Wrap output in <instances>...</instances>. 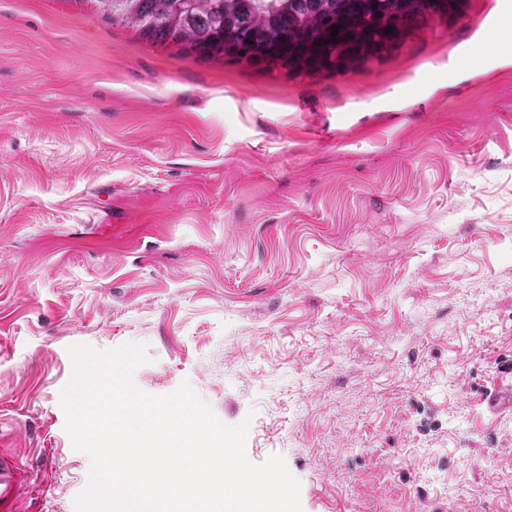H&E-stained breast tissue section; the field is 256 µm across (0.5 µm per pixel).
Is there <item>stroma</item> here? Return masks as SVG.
<instances>
[{
  "label": "stroma",
  "mask_w": 512,
  "mask_h": 512,
  "mask_svg": "<svg viewBox=\"0 0 512 512\" xmlns=\"http://www.w3.org/2000/svg\"><path fill=\"white\" fill-rule=\"evenodd\" d=\"M512 0L295 73L0 0V458L74 512L69 348L147 346L302 512H512ZM148 232H141V225Z\"/></svg>",
  "instance_id": "obj_1"
}]
</instances>
